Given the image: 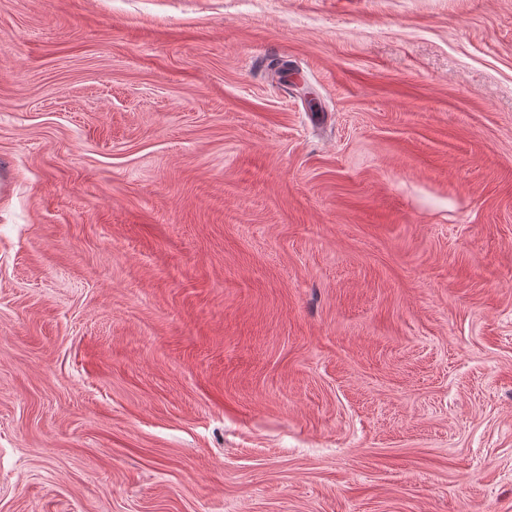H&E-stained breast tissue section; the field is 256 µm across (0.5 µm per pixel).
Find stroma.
I'll return each mask as SVG.
<instances>
[{
    "label": "stroma",
    "instance_id": "35a3bbf8",
    "mask_svg": "<svg viewBox=\"0 0 512 512\" xmlns=\"http://www.w3.org/2000/svg\"><path fill=\"white\" fill-rule=\"evenodd\" d=\"M0 512H512V0H0Z\"/></svg>",
    "mask_w": 512,
    "mask_h": 512
}]
</instances>
